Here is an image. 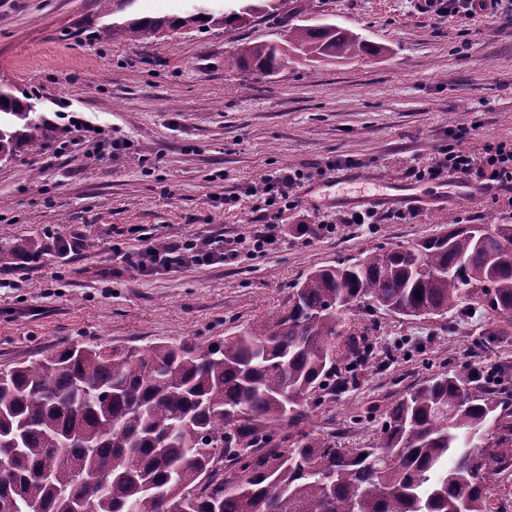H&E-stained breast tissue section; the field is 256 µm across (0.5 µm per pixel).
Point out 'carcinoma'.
<instances>
[{
	"mask_svg": "<svg viewBox=\"0 0 512 512\" xmlns=\"http://www.w3.org/2000/svg\"><path fill=\"white\" fill-rule=\"evenodd\" d=\"M283 0L204 3L181 16L128 14L101 25V40L238 26ZM288 50L355 58L374 48L332 23L293 24ZM284 53L242 44L229 68L270 75ZM52 125L31 97L0 85V157L37 152ZM410 248L367 249L315 270L272 322L199 347L158 343L103 351L72 345L19 363L0 379V509L26 512H490V483L512 464V367L469 365L410 387L363 448L298 429L325 399L353 385L376 358V325L339 341L356 302L403 318L443 317L466 290L512 319V224H461ZM500 336L474 346L497 352ZM296 433L284 435L285 427ZM109 473L78 495L81 476Z\"/></svg>",
	"mask_w": 512,
	"mask_h": 512,
	"instance_id": "obj_1",
	"label": "carcinoma"
}]
</instances>
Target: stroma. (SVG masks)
Masks as SVG:
<instances>
[{
	"mask_svg": "<svg viewBox=\"0 0 512 512\" xmlns=\"http://www.w3.org/2000/svg\"><path fill=\"white\" fill-rule=\"evenodd\" d=\"M359 34L374 55L298 63L269 76L225 67L241 43L283 41L300 20ZM97 0H0V78L34 99L56 126L54 143L0 164V249L27 242L33 256L0 265V371L47 352L84 345L144 348L202 344L275 320L313 270L369 248L409 247L440 233L442 215L463 224H512V198L477 176L419 182L459 129L468 148L512 138V29L478 15L448 19L416 0H285L278 15L245 26L98 41ZM116 143L91 157L71 118ZM75 141L58 156L56 145ZM276 169L302 170L298 208L278 214V247L232 264L189 263L143 273L121 252L175 241L249 236L262 200L247 195ZM441 207L385 206L378 224H350L359 196L391 183ZM237 204L224 202L227 193ZM81 240L73 253L58 241ZM343 335L374 323L379 351L358 382L326 400L304 428L360 448L410 386L449 365L512 359V324L476 303L445 317L405 319L363 306L343 311ZM503 331L497 355L479 360L471 342ZM367 421H356L361 412Z\"/></svg>",
	"mask_w": 512,
	"mask_h": 512,
	"instance_id": "obj_1",
	"label": "stroma"
}]
</instances>
